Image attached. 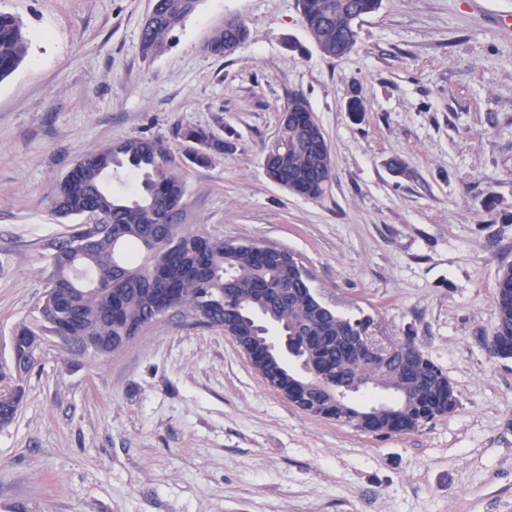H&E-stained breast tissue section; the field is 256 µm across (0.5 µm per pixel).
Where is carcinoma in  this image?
Listing matches in <instances>:
<instances>
[{
  "mask_svg": "<svg viewBox=\"0 0 512 512\" xmlns=\"http://www.w3.org/2000/svg\"><path fill=\"white\" fill-rule=\"evenodd\" d=\"M200 0H161L160 17L142 31L141 51L146 57L161 51L183 21L194 13ZM382 0H300L302 23L320 53L336 58V44L357 40L356 26L363 17L376 12ZM247 28L237 18H226L207 41V50L224 55L229 43H243ZM28 42L21 25L0 14V81L9 77L25 59ZM318 123L313 113L304 120L291 118L279 127L276 156L268 164V177L288 186L306 199L319 200L332 180L334 163L328 143L319 150L307 148L305 129ZM186 142L183 158H177L160 139L131 137L109 143L81 156L69 174L57 185L50 210L59 217L83 216L89 211L102 214L107 223L122 233L117 243L98 225H81L68 238L44 245L49 267L47 286L33 311L38 316L20 320L13 328L18 357L25 356L30 341L51 345L58 328L69 327L71 335L97 348L96 358L122 349L130 328L157 322L154 309L160 300L172 309L188 312L194 319L239 336L247 347L264 352L257 339L256 325L247 316L263 314L265 320L300 335L336 337L364 326L370 318L351 319L320 311L306 291L308 284L298 278L294 263L276 264L261 259L252 243H229L204 239L173 221L170 212L182 204L185 185L178 174L181 160L206 166L217 154L203 144H215L224 151V138L213 132L189 127L180 133ZM143 174L141 186L130 197H118L101 185L106 173L121 170ZM179 237L175 258L164 256L159 269L148 261L151 248H162L170 234ZM80 264L97 291L77 290L74 267ZM256 288H288L285 302H270L254 292ZM496 324L492 337L512 344V263L499 267L495 298ZM37 362L0 364V427L10 424L23 400L28 379ZM425 371L404 385L399 403L398 434L419 429L436 418L422 394L429 393L438 379L436 364L425 358ZM341 374H354L369 389H381L394 375L369 362L337 360ZM265 383L281 384L283 365L277 359L261 366Z\"/></svg>",
  "mask_w": 512,
  "mask_h": 512,
  "instance_id": "1",
  "label": "carcinoma"
}]
</instances>
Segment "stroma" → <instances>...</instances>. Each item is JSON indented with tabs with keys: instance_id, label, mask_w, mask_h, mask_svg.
Instances as JSON below:
<instances>
[{
	"instance_id": "stroma-1",
	"label": "stroma",
	"mask_w": 512,
	"mask_h": 512,
	"mask_svg": "<svg viewBox=\"0 0 512 512\" xmlns=\"http://www.w3.org/2000/svg\"><path fill=\"white\" fill-rule=\"evenodd\" d=\"M150 6L0 0L29 43L0 81V363L44 288V244L79 228L49 208L58 181L108 143L178 153L198 127L233 148L182 168L181 224L288 249L336 312L414 337L458 405L401 435L315 417L174 312L103 359L49 351L0 429V512H512V358L488 347L512 263V28L494 22L512 0H382L339 59L298 0H200L146 59ZM228 17L249 37L218 57L206 42ZM296 94L333 157L319 200L263 167Z\"/></svg>"
}]
</instances>
